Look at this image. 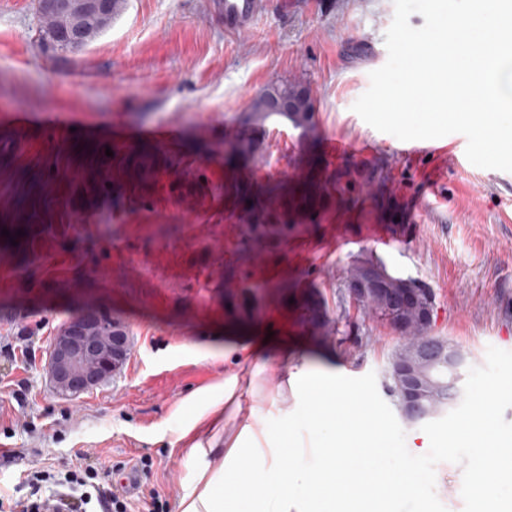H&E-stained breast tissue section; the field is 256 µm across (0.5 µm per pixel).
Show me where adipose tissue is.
<instances>
[{"label": "adipose tissue", "instance_id": "obj_1", "mask_svg": "<svg viewBox=\"0 0 512 512\" xmlns=\"http://www.w3.org/2000/svg\"><path fill=\"white\" fill-rule=\"evenodd\" d=\"M249 360L237 350V370L192 395L199 407L181 438L199 465L179 512H394L421 489L423 476L406 467L384 427L337 420L335 371L302 357L266 391ZM292 398L304 402L309 435L274 437L264 418Z\"/></svg>", "mask_w": 512, "mask_h": 512}]
</instances>
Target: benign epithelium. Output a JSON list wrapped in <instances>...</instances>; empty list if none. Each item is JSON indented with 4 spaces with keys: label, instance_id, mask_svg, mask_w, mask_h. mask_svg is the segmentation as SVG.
<instances>
[{
    "label": "benign epithelium",
    "instance_id": "benign-epithelium-1",
    "mask_svg": "<svg viewBox=\"0 0 512 512\" xmlns=\"http://www.w3.org/2000/svg\"><path fill=\"white\" fill-rule=\"evenodd\" d=\"M40 9L67 19L55 43L76 47L86 44V28L92 19L112 13V0H42ZM390 280L385 270L369 266L350 284L349 293L359 303L381 297L379 319L404 336L407 349L392 361V379L402 416L421 422L459 397L456 374L466 370L467 356L447 338L432 334L434 296L430 289L411 276L404 278L400 288L387 287ZM406 307L416 308L418 322L424 326L419 336L407 334V322L400 317ZM129 353L127 332L112 320L72 316L49 348L53 392L75 397L98 387L124 364Z\"/></svg>",
    "mask_w": 512,
    "mask_h": 512
}]
</instances>
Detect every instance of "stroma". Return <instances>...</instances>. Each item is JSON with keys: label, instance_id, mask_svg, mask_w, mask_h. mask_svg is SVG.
<instances>
[{"label": "stroma", "instance_id": "obj_1", "mask_svg": "<svg viewBox=\"0 0 512 512\" xmlns=\"http://www.w3.org/2000/svg\"><path fill=\"white\" fill-rule=\"evenodd\" d=\"M214 0H124L111 24L76 52L43 51L32 0H0V338L32 331L34 358L0 355V448L27 459L0 470L14 494L31 465L88 452L134 467L132 512L157 490L178 504L197 466L176 436L194 415L188 395L224 377L221 353L256 348L268 383L299 356L334 366L341 407L365 402L404 445L387 376L400 335L349 295L347 269L372 256L432 289L434 331L483 366L488 347L512 351V173L465 155H400L401 140L352 106L388 58L393 0H272L256 28L229 37ZM296 81L317 103L314 135L265 124L255 159L230 161L224 141L268 85ZM162 128L176 152L144 145ZM355 150L330 157L329 139ZM365 174L337 192L303 231L257 264L231 245L239 210L225 186L290 195L343 168ZM279 319L216 337L230 323L224 277ZM340 333L320 345L300 293ZM105 303L128 328L130 354L94 390L56 397L47 351L69 312Z\"/></svg>", "mask_w": 512, "mask_h": 512}]
</instances>
